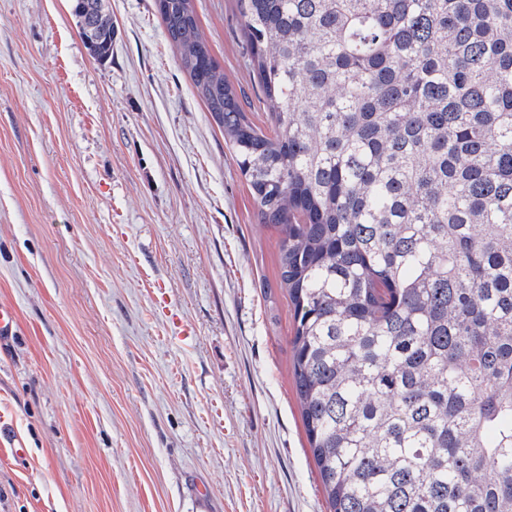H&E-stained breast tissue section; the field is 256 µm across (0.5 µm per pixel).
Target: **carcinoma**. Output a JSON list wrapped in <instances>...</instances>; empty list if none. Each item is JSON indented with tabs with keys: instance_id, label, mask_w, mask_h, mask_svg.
<instances>
[{
	"instance_id": "1",
	"label": "carcinoma",
	"mask_w": 512,
	"mask_h": 512,
	"mask_svg": "<svg viewBox=\"0 0 512 512\" xmlns=\"http://www.w3.org/2000/svg\"><path fill=\"white\" fill-rule=\"evenodd\" d=\"M192 2L155 8L280 232L329 512H512V0H237L269 134Z\"/></svg>"
}]
</instances>
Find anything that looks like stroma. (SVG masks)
I'll use <instances>...</instances> for the list:
<instances>
[{
  "label": "stroma",
  "mask_w": 512,
  "mask_h": 512,
  "mask_svg": "<svg viewBox=\"0 0 512 512\" xmlns=\"http://www.w3.org/2000/svg\"><path fill=\"white\" fill-rule=\"evenodd\" d=\"M199 33L269 115L237 0ZM96 62L69 0H0V512H328L296 397L280 234L180 68L155 0H109Z\"/></svg>",
  "instance_id": "1"
}]
</instances>
